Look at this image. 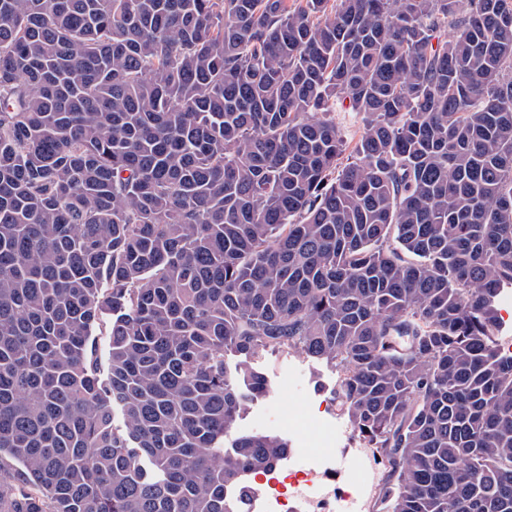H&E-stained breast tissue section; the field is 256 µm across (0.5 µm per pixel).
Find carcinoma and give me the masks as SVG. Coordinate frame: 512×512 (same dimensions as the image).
<instances>
[{"label": "carcinoma", "mask_w": 512, "mask_h": 512, "mask_svg": "<svg viewBox=\"0 0 512 512\" xmlns=\"http://www.w3.org/2000/svg\"><path fill=\"white\" fill-rule=\"evenodd\" d=\"M506 286L512 0H0V512H243L269 351L376 512H512ZM512 287L504 289L500 296L499 312L502 320V329L498 336L499 348L502 352L512 353ZM506 336V337H503ZM503 337V338H502Z\"/></svg>", "instance_id": "1"}]
</instances>
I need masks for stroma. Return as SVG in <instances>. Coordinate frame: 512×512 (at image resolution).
Masks as SVG:
<instances>
[{
	"mask_svg": "<svg viewBox=\"0 0 512 512\" xmlns=\"http://www.w3.org/2000/svg\"><path fill=\"white\" fill-rule=\"evenodd\" d=\"M251 365L267 377L270 391L240 416L239 431L281 435L309 451L355 447L351 425L336 409L339 368L298 352H271Z\"/></svg>",
	"mask_w": 512,
	"mask_h": 512,
	"instance_id": "35a3bbf8",
	"label": "stroma"
}]
</instances>
